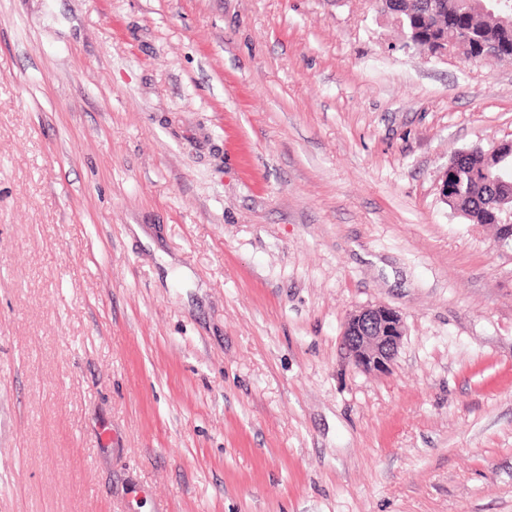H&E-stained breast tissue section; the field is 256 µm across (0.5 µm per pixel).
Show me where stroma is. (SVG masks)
Here are the masks:
<instances>
[{
  "instance_id": "35a3bbf8",
  "label": "stroma",
  "mask_w": 512,
  "mask_h": 512,
  "mask_svg": "<svg viewBox=\"0 0 512 512\" xmlns=\"http://www.w3.org/2000/svg\"><path fill=\"white\" fill-rule=\"evenodd\" d=\"M510 139L376 0H0V512H512V251L438 190ZM405 336L404 322L394 309L377 305L348 317L342 332L347 358L365 371L387 372Z\"/></svg>"
}]
</instances>
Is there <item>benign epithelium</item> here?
Listing matches in <instances>:
<instances>
[{"label":"benign epithelium","mask_w":512,"mask_h":512,"mask_svg":"<svg viewBox=\"0 0 512 512\" xmlns=\"http://www.w3.org/2000/svg\"><path fill=\"white\" fill-rule=\"evenodd\" d=\"M381 12L400 28H406L405 9L398 0H381ZM424 49L434 57L457 56L465 61H492L502 46L498 39L466 33L448 38L443 30L438 38L425 43ZM498 231L497 247L512 248V200L499 198L492 205ZM405 336L404 322L394 309L377 305L359 310L348 317L342 332L347 358L357 368L384 373L390 369Z\"/></svg>","instance_id":"1"}]
</instances>
